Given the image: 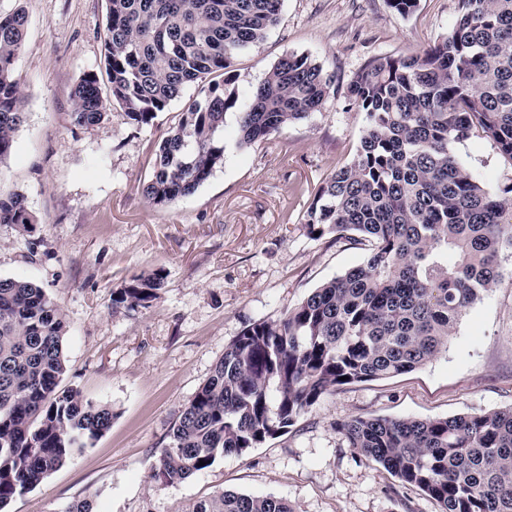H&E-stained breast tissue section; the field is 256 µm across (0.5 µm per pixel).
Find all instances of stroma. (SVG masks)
<instances>
[{
    "instance_id": "stroma-1",
    "label": "stroma",
    "mask_w": 512,
    "mask_h": 512,
    "mask_svg": "<svg viewBox=\"0 0 512 512\" xmlns=\"http://www.w3.org/2000/svg\"><path fill=\"white\" fill-rule=\"evenodd\" d=\"M23 6L17 62L25 122L0 161V194H23L32 232L0 224V278L45 288L67 322L62 387L110 405L101 437L6 512H64L88 499L95 512H184L221 491L285 499L292 512H439L417 488L349 448L336 430L352 416L441 418L512 408V279L460 317L445 353L409 373L343 386L290 431L178 485L153 477L157 455L225 348L247 325L277 321L323 282L363 262L346 238H312L304 214L317 188L355 157L366 125L346 88L377 55L412 56L455 24L459 0H419L406 16L386 0H282L280 22L235 61L239 98L277 62L305 54L331 80L325 106L246 148L236 109L224 116V164L198 190L151 205L142 187L168 128L195 87L150 124L111 106L98 125L71 117L72 90L104 73L107 0H0ZM465 168L498 190L511 165L493 141L455 147ZM163 269L152 306L113 310L112 293Z\"/></svg>"
}]
</instances>
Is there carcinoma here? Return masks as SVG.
Here are the masks:
<instances>
[{
  "mask_svg": "<svg viewBox=\"0 0 512 512\" xmlns=\"http://www.w3.org/2000/svg\"><path fill=\"white\" fill-rule=\"evenodd\" d=\"M281 0H108L107 88L89 71L72 91L74 124L117 103L148 124L190 85L199 98L159 144L144 195L166 205L224 164L226 93L236 58L278 24ZM22 8L0 12V160L24 122L15 64ZM331 80L306 55L281 59L238 112V147L323 108ZM366 126L353 161L319 186L310 235L350 236L365 261L315 288L278 322L246 326L188 402L155 477L182 483L217 457L288 433L324 395L411 372L447 351L465 309L503 280L512 252L506 200L474 177L453 146L487 138L512 164V0H459L444 39L408 57L377 56L350 80ZM0 224L32 231L19 193L0 196ZM163 269L112 293V308L147 309ZM66 320L33 282L0 278V510L80 454L112 425V407L60 388ZM348 447L436 502L440 512H512V408L445 418L351 417ZM188 512H292L274 496L222 491Z\"/></svg>",
  "mask_w": 512,
  "mask_h": 512,
  "instance_id": "1",
  "label": "carcinoma"
}]
</instances>
